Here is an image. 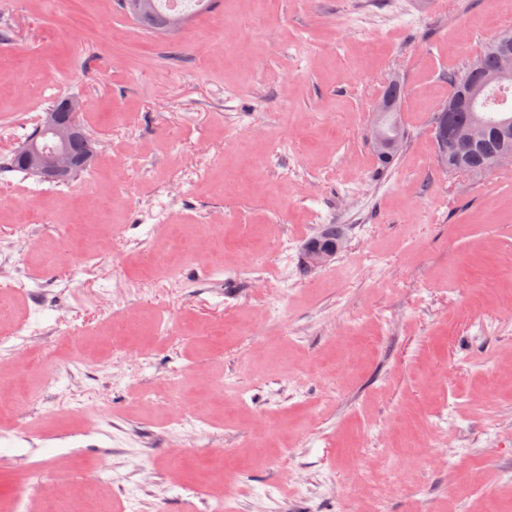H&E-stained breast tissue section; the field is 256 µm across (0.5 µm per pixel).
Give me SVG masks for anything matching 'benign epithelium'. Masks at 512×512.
<instances>
[{"mask_svg": "<svg viewBox=\"0 0 512 512\" xmlns=\"http://www.w3.org/2000/svg\"><path fill=\"white\" fill-rule=\"evenodd\" d=\"M493 44L500 52L502 65L497 74L488 77V81L507 83L512 80V29H505L498 33L493 39ZM83 110L84 103L81 100L73 98L61 100V103L55 104L38 121L39 131L51 135L55 146L48 150L41 145L38 138L34 137L26 140L16 149V153L25 165L43 180L64 181L84 162V158L73 155L69 149L72 140L79 135L80 127L76 116ZM432 132L440 143V152L444 155L448 154L450 147L457 150L468 148L476 138V133L472 129L460 131L450 142L443 139L438 126H433ZM370 138L374 150L386 157L400 153L404 146L402 141L384 138L376 124L371 128ZM335 258L336 248L315 245L308 253V267L318 269Z\"/></svg>", "mask_w": 512, "mask_h": 512, "instance_id": "benign-epithelium-1", "label": "benign epithelium"}]
</instances>
